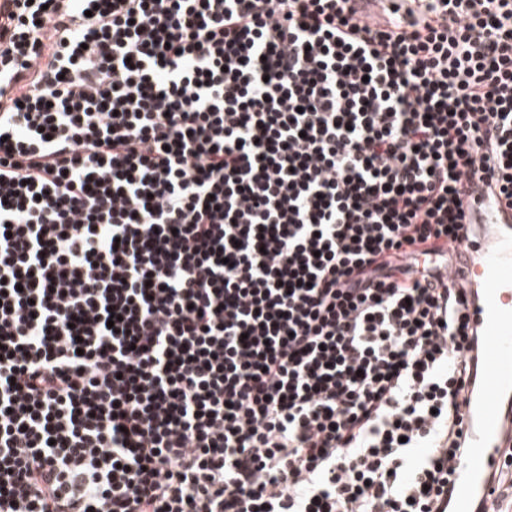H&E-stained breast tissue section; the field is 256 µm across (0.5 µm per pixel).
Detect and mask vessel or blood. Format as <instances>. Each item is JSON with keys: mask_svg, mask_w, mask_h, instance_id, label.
Segmentation results:
<instances>
[{"mask_svg": "<svg viewBox=\"0 0 512 512\" xmlns=\"http://www.w3.org/2000/svg\"><path fill=\"white\" fill-rule=\"evenodd\" d=\"M473 210L481 229L457 245L451 275L477 291L468 313L482 336V356L479 383L464 410L469 449L455 464L452 512H478L476 481L498 467L508 441L505 419L512 416V210L493 206L483 194Z\"/></svg>", "mask_w": 512, "mask_h": 512, "instance_id": "vessel-or-blood-1", "label": "vessel or blood"}]
</instances>
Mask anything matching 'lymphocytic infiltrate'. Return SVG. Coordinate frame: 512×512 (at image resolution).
I'll list each match as a JSON object with an SVG mask.
<instances>
[{"instance_id": "lymphocytic-infiltrate-1", "label": "lymphocytic infiltrate", "mask_w": 512, "mask_h": 512, "mask_svg": "<svg viewBox=\"0 0 512 512\" xmlns=\"http://www.w3.org/2000/svg\"><path fill=\"white\" fill-rule=\"evenodd\" d=\"M477 182L512 0H0V512H448Z\"/></svg>"}]
</instances>
